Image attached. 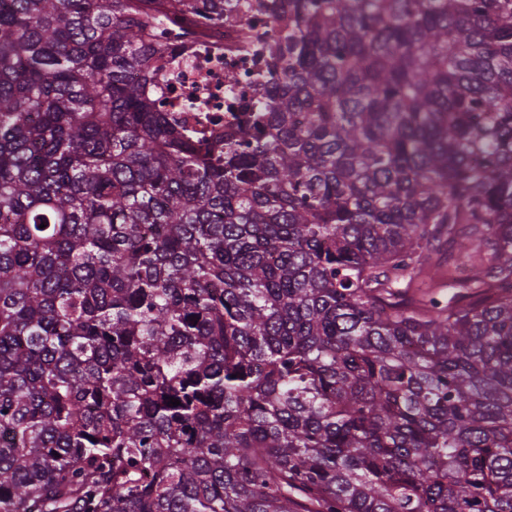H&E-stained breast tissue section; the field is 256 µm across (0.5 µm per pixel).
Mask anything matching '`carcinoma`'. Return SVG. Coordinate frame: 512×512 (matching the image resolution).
Returning <instances> with one entry per match:
<instances>
[{
	"mask_svg": "<svg viewBox=\"0 0 512 512\" xmlns=\"http://www.w3.org/2000/svg\"><path fill=\"white\" fill-rule=\"evenodd\" d=\"M156 2L0 0V512H512V0H272L222 143Z\"/></svg>",
	"mask_w": 512,
	"mask_h": 512,
	"instance_id": "carcinoma-1",
	"label": "carcinoma"
}]
</instances>
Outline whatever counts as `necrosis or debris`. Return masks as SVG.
Instances as JSON below:
<instances>
[{"label": "necrosis or debris", "instance_id": "4bbe7bcc", "mask_svg": "<svg viewBox=\"0 0 512 512\" xmlns=\"http://www.w3.org/2000/svg\"><path fill=\"white\" fill-rule=\"evenodd\" d=\"M202 0L174 9L159 0L154 46L153 95L191 136L223 137L236 124L243 101L255 100L257 87L248 77L266 38L262 0H226L224 23L199 22ZM236 74L230 84L225 74Z\"/></svg>", "mask_w": 512, "mask_h": 512}]
</instances>
